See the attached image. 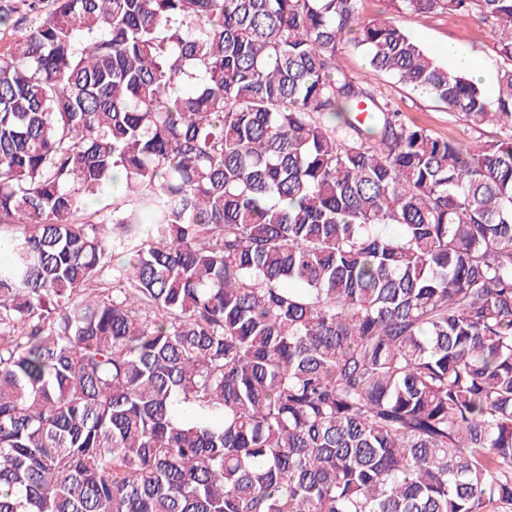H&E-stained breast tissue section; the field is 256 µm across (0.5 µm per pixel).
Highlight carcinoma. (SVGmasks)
I'll list each match as a JSON object with an SVG mask.
<instances>
[{"label": "carcinoma", "mask_w": 512, "mask_h": 512, "mask_svg": "<svg viewBox=\"0 0 512 512\" xmlns=\"http://www.w3.org/2000/svg\"><path fill=\"white\" fill-rule=\"evenodd\" d=\"M20 2L0 512H512V0H389L490 24L492 101L360 0ZM338 67L350 76L367 79L375 91L389 99L407 117L444 139L469 143L479 133L471 130L461 119L438 100L397 82L388 75L371 71L361 51L352 44L340 50L336 59Z\"/></svg>", "instance_id": "1"}]
</instances>
